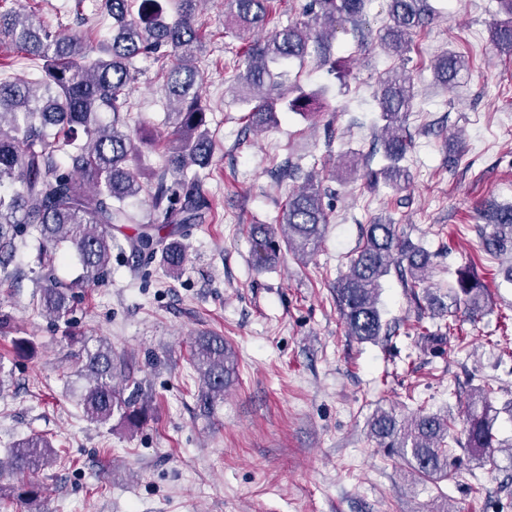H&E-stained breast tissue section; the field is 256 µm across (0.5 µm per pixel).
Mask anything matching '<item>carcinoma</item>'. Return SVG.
Returning a JSON list of instances; mask_svg holds the SVG:
<instances>
[{
    "label": "carcinoma",
    "instance_id": "obj_1",
    "mask_svg": "<svg viewBox=\"0 0 512 512\" xmlns=\"http://www.w3.org/2000/svg\"><path fill=\"white\" fill-rule=\"evenodd\" d=\"M200 0H174L176 19L162 16L160 0H101L100 13L112 19L110 44L93 57L92 46L76 33L53 31L35 24L24 7L0 11V40L15 48L33 70L0 77V268L9 265L16 240L30 226L37 233L39 260L51 257L63 244L70 245L82 269L76 285L94 281L107 272L112 250L129 254L134 268L159 260L164 272L177 276L188 260L183 229L199 224L210 209L197 187L196 166L207 167L212 159L207 112L201 93L200 74L194 60L203 50V36L196 24ZM367 0H310L302 17L284 26L270 27V0H224V29L248 44L245 69L237 76L236 98L251 105L249 126L261 128L275 121L278 112L313 115L320 111L317 91L296 89L292 98L277 92L288 80V64L315 56L327 59L329 43L338 20L363 15ZM506 19L491 27L490 43L498 52L512 56V0H498ZM433 14L428 0H388L390 23L380 36V46L390 56L406 54L414 31ZM172 60L165 72V91L174 104L167 113L171 131L165 137V171L149 193L153 216L139 219L129 205L140 198L144 187L131 165L138 147L126 132L130 116L129 96L137 79L134 61L141 56ZM467 68L454 51L441 56L433 67L436 81L456 83ZM414 98L411 76L396 68L381 80L378 112L383 135L379 151L385 165L360 171L358 155L335 168L332 178L344 183L364 177L395 190L409 180L402 162L410 149L404 123ZM326 190L311 172L288 195L276 225L252 228L253 254L259 265L271 263L280 244L301 258L317 251L329 224L323 206ZM479 218L492 227L480 231L485 252L512 255V203H490ZM135 232L125 233L126 225ZM396 269L413 295L431 289L430 255L401 236L392 218L376 217L363 228V243L349 271L333 286L334 299L347 335L364 343L377 341L384 331L378 307L381 280ZM486 289L476 274L459 270L450 306H464L471 319L485 308ZM73 287L46 276L39 286L36 305L55 321L70 314ZM191 358L199 374L196 396L199 411L207 415L224 399L234 383L235 355L224 337L198 336ZM77 360L87 380L80 405L93 424L118 417L136 426L145 417L148 403L142 383L125 371L112 346L99 342L93 348L81 341ZM125 385L112 384L116 376ZM490 386L475 389L464 421V451L482 458L495 451ZM377 444L402 458L413 476L423 482L449 478L457 457L452 445L460 444L454 421L446 415L419 411L399 422L393 412L380 410L370 423ZM59 457L52 440L34 433L9 448L4 468L33 475L55 464ZM28 512H40V489L28 480L10 487Z\"/></svg>",
    "mask_w": 512,
    "mask_h": 512
}]
</instances>
